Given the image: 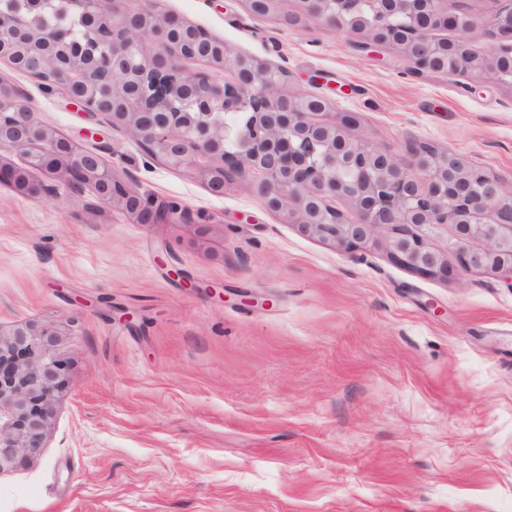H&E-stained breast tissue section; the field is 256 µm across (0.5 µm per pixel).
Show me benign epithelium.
<instances>
[{
	"mask_svg": "<svg viewBox=\"0 0 512 512\" xmlns=\"http://www.w3.org/2000/svg\"><path fill=\"white\" fill-rule=\"evenodd\" d=\"M277 2L245 0L257 18L273 15ZM297 2L296 12L281 16L291 29L312 20L360 37V49L398 50L410 73H463L475 83L512 87V0H491L495 9L488 15L450 12L448 0H367V13L356 11L354 0ZM70 3L96 36V55H71L60 32L0 14V59L15 48L29 50L14 58L15 69L45 91L125 129L151 159L193 172L214 194L237 180L247 182L266 209L294 218L309 238L353 253L382 234L394 263L446 277L453 272L448 258L429 245L421 228L450 224L449 251L460 270L512 279V190L500 179L413 141L394 155L358 140L348 133L354 121L349 114L318 120L331 110L329 99L286 90L285 67L233 55L224 41L174 14L132 0ZM477 33L493 39L489 51L472 48ZM192 62L208 70L194 71ZM186 100L196 109L192 123L179 110ZM216 106L243 113L249 122L224 128L212 120ZM12 152L24 163L0 162V182L8 180L21 194L42 193L31 174L45 171L139 224L193 220L178 204L117 180L97 152L36 122L28 96L1 81L0 155ZM343 201L351 213L337 206ZM474 240L484 246L470 248ZM53 343L48 329L0 330V475L20 456L44 447L55 391L68 373Z\"/></svg>",
	"mask_w": 512,
	"mask_h": 512,
	"instance_id": "7a95c632",
	"label": "benign epithelium"
}]
</instances>
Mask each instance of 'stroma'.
Here are the masks:
<instances>
[{
    "mask_svg": "<svg viewBox=\"0 0 512 512\" xmlns=\"http://www.w3.org/2000/svg\"><path fill=\"white\" fill-rule=\"evenodd\" d=\"M327 97L349 132L512 182V91L409 73L242 0H158ZM37 122L116 177L195 213L139 224L36 171L0 185V328H47L68 363L46 446L0 475V512H512V283L430 278L384 237L349 254L303 236L242 181L213 194L125 130L0 61ZM184 277L171 279L168 266Z\"/></svg>",
    "mask_w": 512,
    "mask_h": 512,
    "instance_id": "1",
    "label": "stroma"
}]
</instances>
